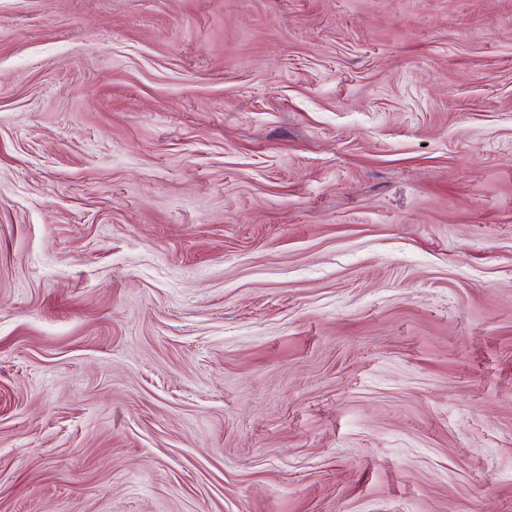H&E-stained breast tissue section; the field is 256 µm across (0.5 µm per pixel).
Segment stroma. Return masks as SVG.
Segmentation results:
<instances>
[{
  "label": "stroma",
  "mask_w": 512,
  "mask_h": 512,
  "mask_svg": "<svg viewBox=\"0 0 512 512\" xmlns=\"http://www.w3.org/2000/svg\"><path fill=\"white\" fill-rule=\"evenodd\" d=\"M0 512H512V0H0Z\"/></svg>",
  "instance_id": "1"
}]
</instances>
